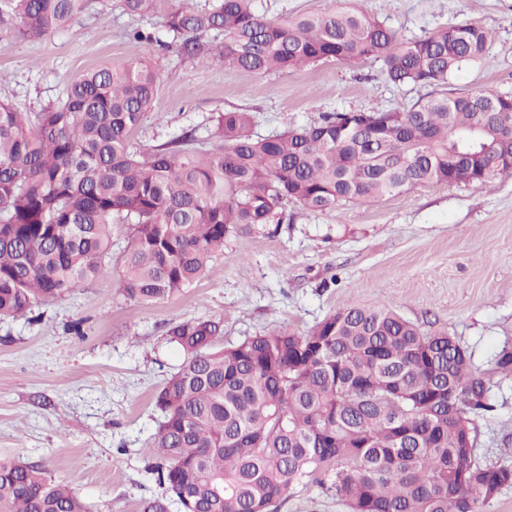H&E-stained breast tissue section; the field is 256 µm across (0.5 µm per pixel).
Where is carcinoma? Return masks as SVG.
I'll list each match as a JSON object with an SVG mask.
<instances>
[{"label": "carcinoma", "instance_id": "carcinoma-1", "mask_svg": "<svg viewBox=\"0 0 512 512\" xmlns=\"http://www.w3.org/2000/svg\"><path fill=\"white\" fill-rule=\"evenodd\" d=\"M154 0H117L144 16ZM177 0L167 34L188 55L201 37L234 69L288 72L326 61L382 62L395 85L444 86L482 61L475 24L401 38L342 0L327 13L267 17L253 0L203 7ZM86 0H0V29L35 37L70 25ZM159 86L144 60L109 62L69 84L58 103L18 112L0 101V318L68 296L107 273L112 226H128L123 296H178L233 234L282 222L293 202L310 211L380 199L421 185L508 174L512 95L431 96L404 111L323 112L266 136L252 113L216 117L218 144L187 139L149 154L130 149ZM495 101L499 116L487 113ZM222 319L172 325L184 359L155 397L161 413L154 466L165 495L140 512H271L317 472L350 512H483L512 470L474 460L475 418L494 411L493 377L512 380V350L488 376L445 330L424 332L389 308L353 306L308 331L288 328L216 347ZM0 512H88L37 462L0 458Z\"/></svg>", "mask_w": 512, "mask_h": 512}]
</instances>
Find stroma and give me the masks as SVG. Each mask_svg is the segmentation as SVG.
Instances as JSON below:
<instances>
[{
  "instance_id": "stroma-1",
  "label": "stroma",
  "mask_w": 512,
  "mask_h": 512,
  "mask_svg": "<svg viewBox=\"0 0 512 512\" xmlns=\"http://www.w3.org/2000/svg\"><path fill=\"white\" fill-rule=\"evenodd\" d=\"M91 0L70 27L37 38L0 32V100L39 112L103 63L142 59L160 76L149 113L130 141L146 152L194 131L216 142L217 113L254 112L267 135L320 113L405 110L445 93L512 94V0H360V8L418 39L461 22L490 34L485 60L442 87L397 86L381 62H320L288 73L230 69L214 53L184 54L130 41L138 27L163 34L173 0L146 17ZM282 223L227 239L223 254L177 297L140 304L120 293L126 228H112L107 275L30 316L0 320V457L41 463L89 512H139L164 494L153 463L160 414L154 395L183 360L168 328L194 318L224 321L222 344L287 327L303 332L343 309L387 307L425 331L447 330L489 372L512 346V175L493 187L419 186L313 212L283 208ZM495 410L477 418L474 458L512 469V382H493ZM272 512H349L344 499L304 480Z\"/></svg>"
}]
</instances>
